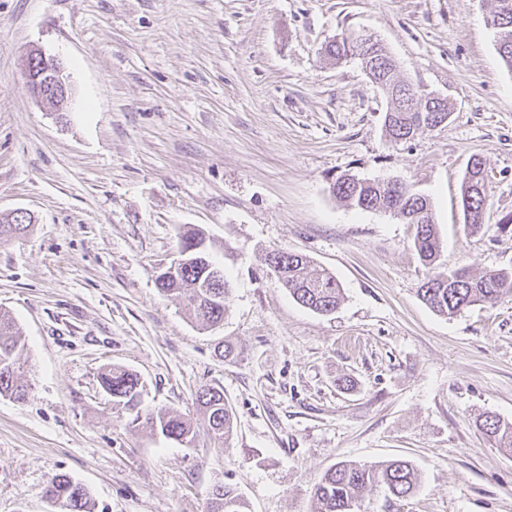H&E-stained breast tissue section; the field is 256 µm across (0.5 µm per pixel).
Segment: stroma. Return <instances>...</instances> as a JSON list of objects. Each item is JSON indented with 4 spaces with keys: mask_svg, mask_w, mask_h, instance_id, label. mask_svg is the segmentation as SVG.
<instances>
[{
    "mask_svg": "<svg viewBox=\"0 0 512 512\" xmlns=\"http://www.w3.org/2000/svg\"><path fill=\"white\" fill-rule=\"evenodd\" d=\"M495 0H0V309L25 343L23 403L0 397V512H54L48 479L84 484L96 512H207L229 484L251 512H313L311 488L343 460L409 461L396 500L357 512H512V456L474 420L512 421V301L454 317L417 296L416 227L336 198L354 174L426 194L440 270L512 268V71L487 20ZM380 39L399 79L445 99L446 123L393 142L390 102L358 55ZM60 59L65 113L35 100L27 55ZM491 198L465 228L472 157ZM182 224L224 266L223 323L202 328L163 297ZM307 255L342 288L335 312L298 304L265 258ZM234 358L221 356L224 343ZM137 373L142 407L191 418L187 446L131 426L100 382ZM223 388L233 438L214 443L196 403Z\"/></svg>",
    "mask_w": 512,
    "mask_h": 512,
    "instance_id": "obj_1",
    "label": "stroma"
}]
</instances>
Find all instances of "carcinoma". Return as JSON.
I'll return each instance as SVG.
<instances>
[{
  "label": "carcinoma",
  "instance_id": "cac0c4a2",
  "mask_svg": "<svg viewBox=\"0 0 512 512\" xmlns=\"http://www.w3.org/2000/svg\"><path fill=\"white\" fill-rule=\"evenodd\" d=\"M496 33L498 54L506 67L512 69V0H496L490 18ZM361 60L370 66L373 80L387 94L394 107L385 113L384 126L396 141L409 140L422 128L437 127L440 112H424L427 101L402 94L406 83L395 79L397 65L384 47L370 36L361 40ZM353 42L331 41L325 54L333 59L348 57ZM337 198L363 211L382 210L400 217L407 224L416 225L414 249L421 263L430 268L439 252L440 240L427 197L400 187L391 190L379 179H362L344 175L332 185ZM490 200V186L486 181L484 162L476 158L466 171L462 201L473 215L468 224L477 233L484 224V214ZM32 218L15 215L0 222V238L17 236L31 226ZM178 252H189V259L172 274L160 272L155 284L160 293L180 302L188 316L203 326L213 327L224 321L226 280L211 278L204 261L197 260L203 251L191 248L204 243L205 233L194 226L184 225L178 231ZM266 263L281 265L277 281L293 299L314 312L328 314L336 310L341 300V289L335 276L316 267L310 259L283 249L267 254ZM418 297L432 311L443 316H454L475 305L493 307L512 301V269L488 270L474 274L467 267L450 269L425 278L417 290ZM25 349L19 329L7 311L0 310V396L17 402L29 398V388L22 377L21 356ZM104 391L112 396L115 406L134 410L139 405L140 378L121 366L109 367L101 376ZM196 401L207 419L209 434L217 440L228 441L233 435V408L224 400L220 387L205 386L197 392ZM152 429L168 440L191 443L196 432L190 419L167 411L136 413ZM476 428L496 447L512 453V422L496 414L485 413L477 418ZM418 474L404 460L377 463L338 462L319 478L313 486L315 512H356L361 493L377 486L396 498L410 496L416 488ZM48 500L62 496L67 512H93L94 503L87 488L66 473L53 475L47 482ZM208 512H250L246 499L237 489L224 485L209 494Z\"/></svg>",
  "mask_w": 512,
  "mask_h": 512
}]
</instances>
